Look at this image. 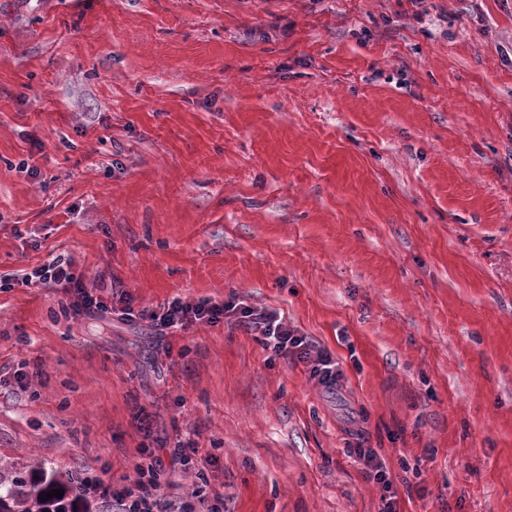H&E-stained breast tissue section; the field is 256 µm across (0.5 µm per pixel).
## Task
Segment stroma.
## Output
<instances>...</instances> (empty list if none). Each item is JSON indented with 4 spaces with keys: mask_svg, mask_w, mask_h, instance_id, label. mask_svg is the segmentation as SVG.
<instances>
[{
    "mask_svg": "<svg viewBox=\"0 0 512 512\" xmlns=\"http://www.w3.org/2000/svg\"><path fill=\"white\" fill-rule=\"evenodd\" d=\"M57 257L277 311L343 376L69 315L22 282ZM0 278V484L192 440L170 492L226 512H512V0H0ZM212 455L206 452L200 453V448H174L171 455V463H178L184 469L197 470V474L204 477L208 466L212 464ZM352 454L355 461L363 466V473L368 479L382 484L387 491L391 488L392 482L387 467L372 448H353Z\"/></svg>",
    "mask_w": 512,
    "mask_h": 512,
    "instance_id": "obj_1",
    "label": "stroma"
}]
</instances>
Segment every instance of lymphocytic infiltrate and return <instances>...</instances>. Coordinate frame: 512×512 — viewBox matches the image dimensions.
Wrapping results in <instances>:
<instances>
[{"mask_svg": "<svg viewBox=\"0 0 512 512\" xmlns=\"http://www.w3.org/2000/svg\"><path fill=\"white\" fill-rule=\"evenodd\" d=\"M29 283L52 285L69 298L74 315L96 316L115 314L122 320L149 322L158 333L170 330H188L198 323L215 324L223 319L253 327L260 332L265 350L280 358H290L306 366L312 379L332 389L342 377L333 355L324 347L313 344L307 337L289 328L283 318L273 310L258 309L244 304L236 297L224 301L200 299L194 302L175 297L159 310L135 309L130 295H119L108 302L84 287L69 266L52 260L27 274ZM136 465L133 485L111 486L103 484L96 468L81 469L75 483V492L82 497L95 496L111 502L112 512H224V493L215 489L206 494L167 496L161 493V476L166 461L157 449L143 448Z\"/></svg>", "mask_w": 512, "mask_h": 512, "instance_id": "f902f5d3", "label": "lymphocytic infiltrate"}]
</instances>
